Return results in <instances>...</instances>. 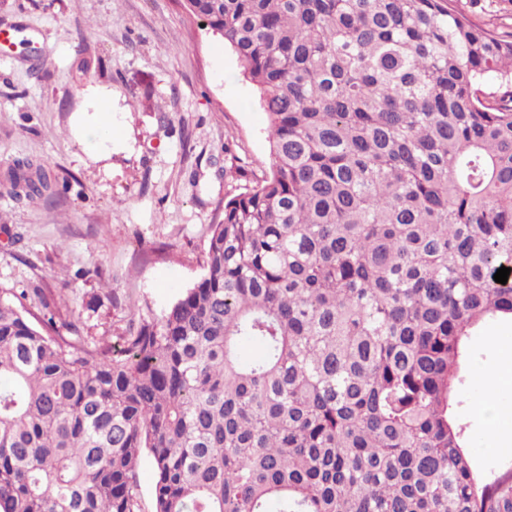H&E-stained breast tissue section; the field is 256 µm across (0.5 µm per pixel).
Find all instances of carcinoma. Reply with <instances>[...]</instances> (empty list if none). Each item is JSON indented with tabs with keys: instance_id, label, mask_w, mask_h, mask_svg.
Segmentation results:
<instances>
[{
	"instance_id": "obj_1",
	"label": "carcinoma",
	"mask_w": 512,
	"mask_h": 512,
	"mask_svg": "<svg viewBox=\"0 0 512 512\" xmlns=\"http://www.w3.org/2000/svg\"><path fill=\"white\" fill-rule=\"evenodd\" d=\"M185 0L268 115L199 279L107 348L0 288V512H512L455 408L512 320V35L466 0ZM17 159L0 189L48 201ZM251 343L259 357L243 362ZM154 478V460L148 452H144L139 463V481L141 486V512L153 511L152 489L154 484Z\"/></svg>"
}]
</instances>
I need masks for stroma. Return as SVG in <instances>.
Segmentation results:
<instances>
[{
  "mask_svg": "<svg viewBox=\"0 0 512 512\" xmlns=\"http://www.w3.org/2000/svg\"><path fill=\"white\" fill-rule=\"evenodd\" d=\"M0 177L16 159L47 165L49 202L0 192V287L51 295L54 329L112 344L202 273L212 224L246 180L270 171L268 116L236 54L182 0H0ZM84 54H77V45ZM89 59L81 72L80 59ZM112 103L111 152L87 155L74 127ZM464 403L477 471L512 468V381L477 410L483 373L512 374V322L471 338Z\"/></svg>",
  "mask_w": 512,
  "mask_h": 512,
  "instance_id": "stroma-1",
  "label": "stroma"
}]
</instances>
